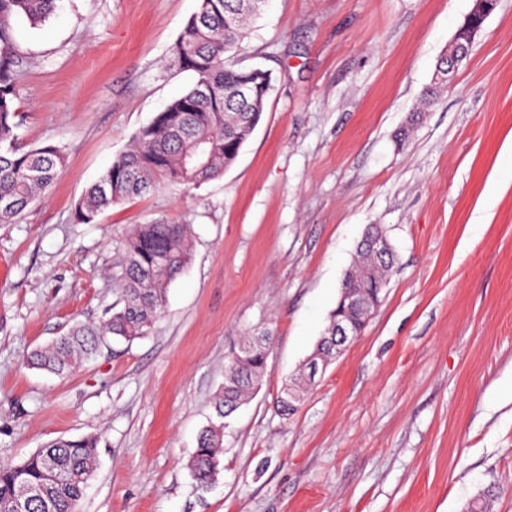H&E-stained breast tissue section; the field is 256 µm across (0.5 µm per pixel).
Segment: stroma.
<instances>
[{"mask_svg":"<svg viewBox=\"0 0 512 512\" xmlns=\"http://www.w3.org/2000/svg\"><path fill=\"white\" fill-rule=\"evenodd\" d=\"M473 4L267 0L238 64L273 89L235 162L92 224L75 220L86 190L194 83L172 47L198 0H58L44 24L17 19V143L65 162L0 224V463L98 436L79 512H512V0L415 111ZM156 223L193 238L152 332L63 378L30 368L36 347L107 318L127 231ZM371 224L396 255L382 301L283 416ZM264 332L259 388L199 490L187 464L228 357Z\"/></svg>","mask_w":512,"mask_h":512,"instance_id":"1","label":"stroma"}]
</instances>
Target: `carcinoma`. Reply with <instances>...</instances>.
<instances>
[{"mask_svg": "<svg viewBox=\"0 0 512 512\" xmlns=\"http://www.w3.org/2000/svg\"><path fill=\"white\" fill-rule=\"evenodd\" d=\"M266 0H203L187 20L173 46L179 66L194 73L192 87L173 99L135 135L130 149L118 155L76 206L77 220L89 224L114 204L165 185L198 186L223 174L238 157L258 125L271 90V74L251 75L230 58L248 34L250 21ZM56 0H0V224H10L54 182L64 157L54 145L24 150L16 146L20 115L16 66L12 51L13 21L44 22ZM448 68V53L436 65L433 85L424 104L434 102ZM250 80L248 98L230 90ZM192 233L187 224H138L124 241V262L117 280L118 301L100 323H75L50 345L35 350L29 363L58 375L68 374L77 358L91 356L108 337L127 341L148 335L166 304L167 289L191 260ZM389 264L378 267L360 256L354 281L387 282ZM259 348L235 367L214 402L217 422L199 435L188 463L202 489L217 475L224 419L231 416L250 390V382L266 370ZM98 438L59 439L16 464H0V512H10L11 499L22 483L38 490L26 512H78L94 474Z\"/></svg>", "mask_w": 512, "mask_h": 512, "instance_id": "obj_1", "label": "carcinoma"}]
</instances>
